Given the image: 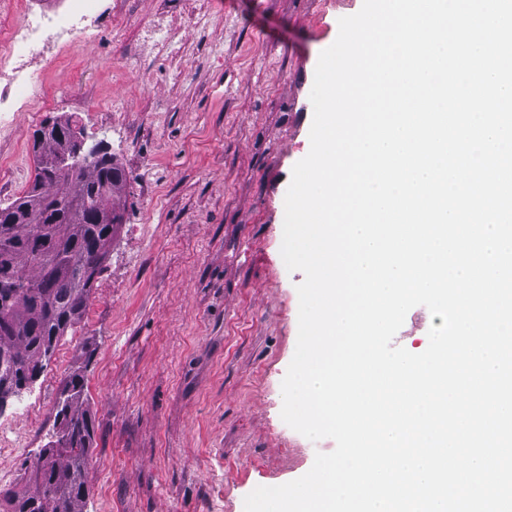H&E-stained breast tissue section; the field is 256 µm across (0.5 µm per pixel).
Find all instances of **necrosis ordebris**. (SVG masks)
<instances>
[{
    "label": "necrosis or debris",
    "instance_id": "1",
    "mask_svg": "<svg viewBox=\"0 0 512 512\" xmlns=\"http://www.w3.org/2000/svg\"><path fill=\"white\" fill-rule=\"evenodd\" d=\"M104 0H58L57 6L7 22L12 0H0V127L13 113L38 101L33 91L34 55L52 56L78 36L98 34Z\"/></svg>",
    "mask_w": 512,
    "mask_h": 512
}]
</instances>
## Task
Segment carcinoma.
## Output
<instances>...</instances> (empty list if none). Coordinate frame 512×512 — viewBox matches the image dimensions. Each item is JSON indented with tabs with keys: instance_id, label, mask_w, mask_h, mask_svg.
<instances>
[{
	"instance_id": "obj_1",
	"label": "carcinoma",
	"mask_w": 512,
	"mask_h": 512,
	"mask_svg": "<svg viewBox=\"0 0 512 512\" xmlns=\"http://www.w3.org/2000/svg\"><path fill=\"white\" fill-rule=\"evenodd\" d=\"M126 174L115 159L96 149L90 162L73 170L63 186L35 178L9 207L22 212L42 195L49 200L52 224L0 223V381L28 366L33 382L64 333L80 318L91 294L82 286L86 267L98 260L99 244L115 225L97 221L115 205ZM84 377L66 376L55 407L56 440L47 470L23 474L25 488L0 495L3 512H83L89 495L88 463L93 452V421L80 409Z\"/></svg>"
}]
</instances>
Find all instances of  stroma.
<instances>
[{
    "label": "stroma",
    "instance_id": "obj_1",
    "mask_svg": "<svg viewBox=\"0 0 512 512\" xmlns=\"http://www.w3.org/2000/svg\"><path fill=\"white\" fill-rule=\"evenodd\" d=\"M361 0H112L107 40L35 59L46 107L0 132V206L36 173L35 132L75 122L127 175L123 222L82 318L24 390L43 414L0 489L51 441L61 382L95 421L84 512H244L305 475L313 442L281 417L304 280L281 256L285 195L310 151L320 53ZM412 308L395 346L430 327Z\"/></svg>",
    "mask_w": 512,
    "mask_h": 512
}]
</instances>
